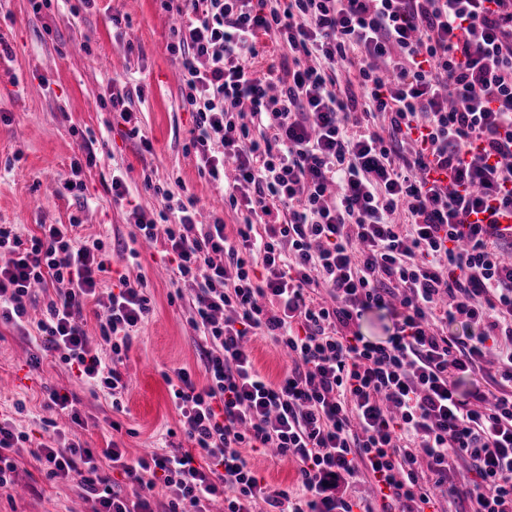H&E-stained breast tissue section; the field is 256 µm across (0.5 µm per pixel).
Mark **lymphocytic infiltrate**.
Here are the masks:
<instances>
[{"instance_id":"obj_1","label":"lymphocytic infiltrate","mask_w":512,"mask_h":512,"mask_svg":"<svg viewBox=\"0 0 512 512\" xmlns=\"http://www.w3.org/2000/svg\"><path fill=\"white\" fill-rule=\"evenodd\" d=\"M182 24V60L200 173L224 181L240 211L222 219L145 178L159 213L133 208L137 242L163 238L191 291L203 379L163 372L191 443L132 458L54 431L31 455L47 478L77 483L91 512H512V263L499 242L512 210V0H161ZM279 54L258 70L261 36ZM355 82L338 87L337 70ZM80 218L22 237L0 225V322L121 409L120 370L152 311L144 278L118 279L99 321L110 359L83 322L109 269L102 239L78 242ZM322 286L330 302L309 292ZM56 288L37 322L35 290ZM387 311L382 342L359 330ZM271 339L290 364L279 381L250 342ZM474 383L460 392V379ZM29 441L0 420V493ZM296 462V489L259 477L248 452ZM452 456L468 458L457 484ZM427 458V472L418 469ZM134 485L114 491L112 472ZM375 501L358 494L362 478ZM166 500L155 504L157 490Z\"/></svg>"}]
</instances>
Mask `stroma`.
I'll return each mask as SVG.
<instances>
[{
    "mask_svg": "<svg viewBox=\"0 0 512 512\" xmlns=\"http://www.w3.org/2000/svg\"><path fill=\"white\" fill-rule=\"evenodd\" d=\"M120 25H113V18ZM174 18L159 0H53L34 11L30 0H0V224L16 225L20 234L41 224H65L79 216L80 240L105 239L110 267L98 291V303L84 313L89 344L108 354L96 329V314L107 302L120 275L143 277L153 311L134 339L120 370L130 387L122 411L104 393H91L76 372L51 355L39 368L29 364V337L0 325V420L28 432L34 443L47 442L43 422L75 433L88 448L118 443L129 455L165 453L188 447L179 430L162 370L185 367L203 378L199 340L189 324L188 300H171L175 275L164 262L162 241L141 246L137 265H128L124 246L133 226L127 204L112 198V175L121 173L139 203L157 212L161 198L146 191L144 176L173 193L193 197L197 220L221 217L229 240H236L239 212L214 206L221 189L200 174L190 146L193 116L182 97V64L167 49ZM141 89L131 100L152 153L139 149L113 123L112 108L98 105L113 85ZM94 151L96 162L84 167L82 197L62 194L71 162ZM66 386L83 414L74 425L57 408L47 406L45 390ZM24 411H15L16 402ZM75 483L50 482L30 456L20 458L11 491L0 495V512H89Z\"/></svg>",
    "mask_w": 512,
    "mask_h": 512,
    "instance_id": "1",
    "label": "stroma"
}]
</instances>
